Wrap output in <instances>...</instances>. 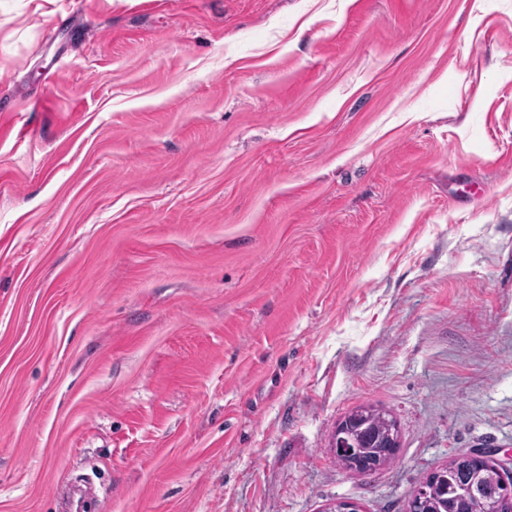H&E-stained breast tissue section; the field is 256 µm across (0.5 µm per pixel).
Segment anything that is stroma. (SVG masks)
<instances>
[{"label":"stroma","mask_w":512,"mask_h":512,"mask_svg":"<svg viewBox=\"0 0 512 512\" xmlns=\"http://www.w3.org/2000/svg\"><path fill=\"white\" fill-rule=\"evenodd\" d=\"M484 451L512 483V0H0V512H407ZM354 410H359V422L353 425L351 430L356 457L364 462L380 459L382 467L387 465L392 459L386 455L387 445L395 433L398 435L396 421L388 413L372 405L359 406Z\"/></svg>","instance_id":"1"}]
</instances>
